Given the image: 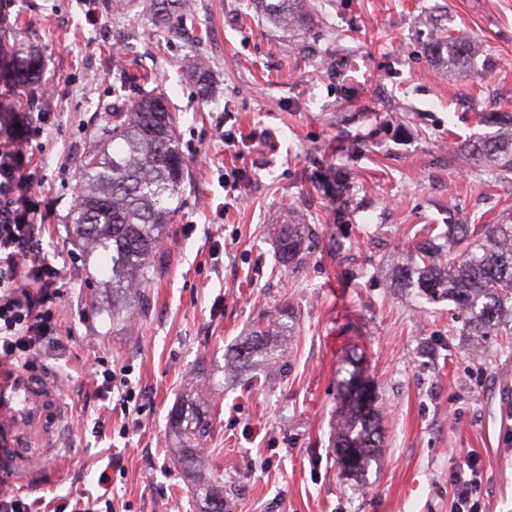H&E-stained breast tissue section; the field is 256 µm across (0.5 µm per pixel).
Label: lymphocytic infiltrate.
Returning <instances> with one entry per match:
<instances>
[{"label": "lymphocytic infiltrate", "instance_id": "lymphocytic-infiltrate-1", "mask_svg": "<svg viewBox=\"0 0 512 512\" xmlns=\"http://www.w3.org/2000/svg\"><path fill=\"white\" fill-rule=\"evenodd\" d=\"M20 153L19 144L0 141V366L28 367L59 341L52 306L64 269L33 251L43 216L27 204L35 175ZM482 483L476 461L454 473V512H485Z\"/></svg>", "mask_w": 512, "mask_h": 512}]
</instances>
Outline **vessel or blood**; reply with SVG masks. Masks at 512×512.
Listing matches in <instances>:
<instances>
[{
  "label": "vessel or blood",
  "instance_id": "b4317fda",
  "mask_svg": "<svg viewBox=\"0 0 512 512\" xmlns=\"http://www.w3.org/2000/svg\"><path fill=\"white\" fill-rule=\"evenodd\" d=\"M67 415L58 376L32 367L0 372V451L21 474L37 462L56 466Z\"/></svg>",
  "mask_w": 512,
  "mask_h": 512
}]
</instances>
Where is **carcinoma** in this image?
<instances>
[{
    "mask_svg": "<svg viewBox=\"0 0 512 512\" xmlns=\"http://www.w3.org/2000/svg\"><path fill=\"white\" fill-rule=\"evenodd\" d=\"M310 0H252L251 8L283 33L304 30L310 21ZM161 28L183 16L188 0H148ZM429 55L442 67L463 63L470 68L486 62L482 46L460 31L447 39L426 44ZM44 61L34 47L7 55L0 50V81L15 89L31 90L40 82ZM196 93L202 100L213 90L210 71L201 61L190 67ZM478 122L492 128L483 136L453 146L464 160L484 167L494 181L512 175V112H482ZM189 177L180 151L175 116L163 91H150L130 102L105 125L93 149L78 166V202L67 218L71 238L83 243L87 258H96L112 284V296L101 300V311L112 323L133 316L129 302L144 305L147 286L154 279V257L159 252L165 226L172 223V203ZM306 228L302 218L282 224L274 242L279 263L287 267L301 251ZM393 268L391 286L414 295L419 304L448 300L455 318L469 335L497 336L512 323V214L498 224L448 225L446 243L438 244L433 228L420 230ZM294 328L292 311L284 306L274 323L258 326L224 362V369L255 380L254 371L271 357V339L289 336ZM344 411L334 448L342 474L363 477L380 454V410L372 387L353 366L340 384ZM170 429L178 439L181 466L191 478L203 480L199 512H224V481L203 457L201 445L214 436L215 424L207 408L184 403L170 415Z\"/></svg>",
    "mask_w": 512,
    "mask_h": 512,
    "instance_id": "obj_1",
    "label": "carcinoma"
}]
</instances>
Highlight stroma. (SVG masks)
<instances>
[{"label": "stroma", "mask_w": 512, "mask_h": 512, "mask_svg": "<svg viewBox=\"0 0 512 512\" xmlns=\"http://www.w3.org/2000/svg\"><path fill=\"white\" fill-rule=\"evenodd\" d=\"M313 2L311 26L293 39L249 0H194L192 17L172 19L161 39L145 0L117 12L109 0H0L18 42L45 60L22 148L38 162L30 203L51 211L37 245L67 267L55 321L68 343L36 362L68 379L66 452L38 487L0 472L35 512L82 495L93 512H196L168 415L202 362L222 381L205 400L225 512H451L452 476L470 457L486 512H512V335L475 342L447 303L419 309L388 280L422 225L512 213V184L448 152L450 134L477 132L476 113L512 112V0ZM452 30L482 42L490 71L437 67L425 43ZM196 57L215 82L205 102L185 71ZM328 59L342 63L336 76L321 73ZM121 82L130 101L149 84L165 90L192 178L148 304L115 325L98 310V269L64 237L79 158L111 121ZM347 138L359 152L338 151ZM338 186L343 198L328 200ZM296 211L310 217L305 249L278 271L274 227ZM285 303L294 334L265 387L225 378V352ZM355 345L384 441L359 481L341 475L332 448ZM97 360L127 371L133 401L80 393ZM114 451L117 471L107 468Z\"/></svg>", "instance_id": "obj_1"}]
</instances>
